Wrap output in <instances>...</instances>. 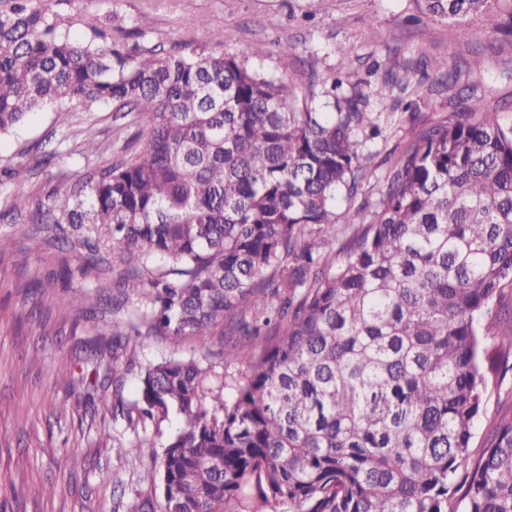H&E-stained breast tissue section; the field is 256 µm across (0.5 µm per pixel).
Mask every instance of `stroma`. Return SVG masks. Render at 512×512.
<instances>
[{
  "mask_svg": "<svg viewBox=\"0 0 512 512\" xmlns=\"http://www.w3.org/2000/svg\"><path fill=\"white\" fill-rule=\"evenodd\" d=\"M61 11L72 17L90 12L102 26L123 27L127 45H163L177 49L188 28H195L198 57L215 52L209 29L224 32L226 52L254 68L302 79L316 72L319 80H343L346 93L369 97L371 111L381 115V132L359 135L366 177L346 206L375 204L378 188L390 168V156L399 155L422 126L445 117L448 97L431 91L434 72L425 62L446 60L461 66L472 52H480L483 68L461 75V98L477 96L497 110L502 123L512 125V38L499 33L503 18L512 14V0H493L489 11L471 20L466 35L456 23L422 15L417 0H63ZM149 17L148 31L139 28ZM294 52L281 56L280 43ZM266 50L251 55L253 46ZM407 83V91L392 90L372 96L385 74ZM113 112H75L71 124L57 121L56 108L44 106L0 136V234L13 239V251L0 257V512H130L141 498L151 495L139 475L151 455L161 454L167 435L182 425L170 415L161 425H147L139 437L141 455H121L115 438L125 428L113 420L111 406L100 407L95 420L85 419L58 373L91 378L89 344L111 335L113 320L127 319L145 309L143 288L128 291L121 312L103 301L95 319H87L80 302L66 312L36 306L31 281L54 294L61 282L50 274L83 266L87 249L36 237L35 227L12 218L15 196L31 195L50 180L80 178L87 159L79 150L86 132L111 143ZM51 142L63 162L34 168L42 142ZM65 412H57V405ZM512 416V360L491 375L483 408L470 442L467 468H474L495 423Z\"/></svg>",
  "mask_w": 512,
  "mask_h": 512,
  "instance_id": "1",
  "label": "stroma"
}]
</instances>
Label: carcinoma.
I'll list each match as a JSON object with an SVG mask.
<instances>
[{"mask_svg":"<svg viewBox=\"0 0 512 512\" xmlns=\"http://www.w3.org/2000/svg\"><path fill=\"white\" fill-rule=\"evenodd\" d=\"M60 2L0 0V135L49 103L67 125L75 102L109 105L146 137L12 210L129 256L98 284L112 310L130 284L147 288V310L95 346L137 371L136 399L116 376L76 399L112 401L134 433L183 417L141 476L162 512H512V417L462 470L487 383L482 337L512 356V307L507 328L481 324L512 282V127L472 96L394 160L371 213L338 214L365 175L357 134H380L342 79L324 112L313 73L300 97L233 53L197 58L192 39L130 51L124 28L90 15L78 39ZM421 2L460 24L488 0ZM435 71L454 101L460 71ZM108 150L83 140L87 156ZM340 222L354 230L335 267L308 237ZM155 255L170 266L143 282ZM216 334L234 344L212 353ZM149 336L172 355L139 367Z\"/></svg>","mask_w":512,"mask_h":512,"instance_id":"1","label":"carcinoma"}]
</instances>
